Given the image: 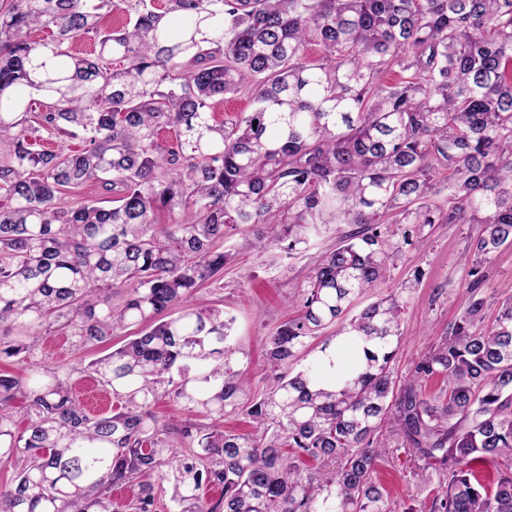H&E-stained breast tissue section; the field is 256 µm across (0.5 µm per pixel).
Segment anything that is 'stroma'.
<instances>
[{
	"label": "stroma",
	"instance_id": "1",
	"mask_svg": "<svg viewBox=\"0 0 512 512\" xmlns=\"http://www.w3.org/2000/svg\"><path fill=\"white\" fill-rule=\"evenodd\" d=\"M350 224H323L307 246L294 254L279 250L260 252L252 248V225L230 230L224 239L225 251L232 255L223 274L209 280L194 296L203 307L222 310L228 322L229 342L236 354L235 368L247 375L253 393L262 392L272 381L268 365V339L277 328L300 314V299L313 267L322 255L335 249L339 241L353 232ZM481 231L477 224H436L413 235L412 245L401 254L383 280L354 303V310L395 292L405 281L420 282L405 294L400 319V343L389 364L393 380L404 385L420 356L444 336L449 322L467 307L472 294L484 297L483 326H490L498 302L512 299V245L501 247L485 264L486 281L479 290L469 286L463 258ZM11 339H24L29 347L26 364L70 372L72 390L80 403L95 401L104 411H112V392L102 385L91 369L93 361L122 346L125 336H115L92 347L77 346L73 337L58 331ZM159 419L177 424L203 421L212 430L232 433L253 431L254 424L244 413L225 414L224 418L199 419L172 399L163 398L153 408ZM417 462L398 438H390L386 453L376 465V477L389 494L394 507L415 504L428 512L430 499L414 476Z\"/></svg>",
	"mask_w": 512,
	"mask_h": 512
}]
</instances>
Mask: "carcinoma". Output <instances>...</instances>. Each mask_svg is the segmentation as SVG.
Returning <instances> with one entry per match:
<instances>
[{
    "label": "carcinoma",
    "instance_id": "obj_1",
    "mask_svg": "<svg viewBox=\"0 0 512 512\" xmlns=\"http://www.w3.org/2000/svg\"><path fill=\"white\" fill-rule=\"evenodd\" d=\"M114 10L118 30L102 24ZM81 38L94 44L86 56L72 51ZM313 39L321 56L309 59ZM246 78L252 111L217 122L214 104ZM163 129L175 131L165 147ZM45 137L83 147L33 149ZM2 140L0 360L27 358L6 328L54 327L88 347L137 331L92 363L120 401L110 414L87 413L67 373H0V463L19 467L0 512H111L124 484L138 487L132 512H155L164 482L175 512H393L374 478L389 436L420 461L429 512H512V300L482 330L485 299H473L398 389L402 296L345 318L412 244L388 218L483 225L474 289L512 244V0H5ZM89 183L112 205L70 200ZM165 211L182 219L159 233ZM331 223L362 229L312 269L301 314L269 339L273 381L251 397L224 313L189 300L224 271L229 229L254 224L256 247L290 255ZM128 281L120 308L101 307ZM333 324L292 372L299 347ZM335 342L357 348L339 375ZM439 375L448 394L425 397L420 383ZM164 394L205 417L240 410L255 429L161 421Z\"/></svg>",
    "mask_w": 512,
    "mask_h": 512
}]
</instances>
